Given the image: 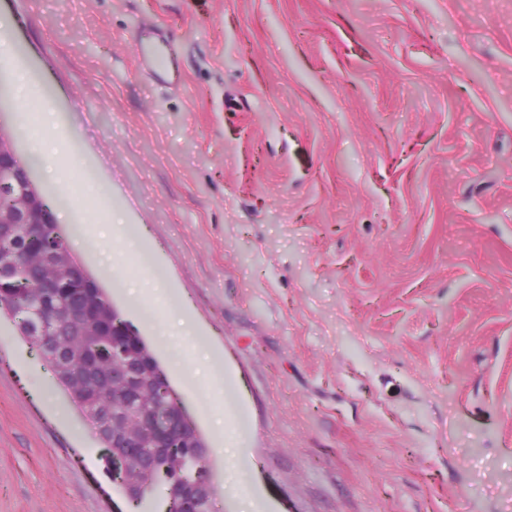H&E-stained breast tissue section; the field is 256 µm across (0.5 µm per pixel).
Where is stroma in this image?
Listing matches in <instances>:
<instances>
[{
  "instance_id": "obj_1",
  "label": "stroma",
  "mask_w": 512,
  "mask_h": 512,
  "mask_svg": "<svg viewBox=\"0 0 512 512\" xmlns=\"http://www.w3.org/2000/svg\"><path fill=\"white\" fill-rule=\"evenodd\" d=\"M0 123L206 439L215 512H512V0H0ZM37 126L71 145L66 185ZM110 222L143 247L109 239L101 267L82 229ZM148 274L222 397L128 296ZM126 508L0 316V512Z\"/></svg>"
}]
</instances>
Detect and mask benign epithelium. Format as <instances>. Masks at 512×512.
<instances>
[{"mask_svg": "<svg viewBox=\"0 0 512 512\" xmlns=\"http://www.w3.org/2000/svg\"><path fill=\"white\" fill-rule=\"evenodd\" d=\"M0 224L24 226V250L36 253L51 264L55 261L52 244L58 240V224L52 209L45 198L36 189L31 169L19 157L14 143L0 129ZM70 275L83 278L85 286L71 303L69 313L95 317L96 287L86 274L82 264L71 258ZM53 326L43 322L36 311L30 315L29 333L48 338ZM84 336L112 339V348L98 346L92 350L94 357L112 354L121 359V368L112 374V380L118 382L126 412L101 407L87 409L86 416L91 419L92 428L105 434L112 444L105 448L112 467L113 482L125 489L128 503L134 504L143 490V485L130 477L128 456L122 451L128 442L134 438L132 427L136 423L146 424L150 428L151 440L140 446L142 452L153 458L181 456L187 454L195 457L199 448L195 444L196 434L178 425L179 415L183 411L167 414L158 418L154 414L139 408L142 392L148 383V359L137 354L132 336L134 330L122 318H112V327L103 331L102 325L89 324L82 332ZM162 475L169 478L168 501L166 512H203L208 507L205 502L207 495L203 489L208 486L209 479L205 472L197 470L192 473H182L176 478L169 476L167 468H161Z\"/></svg>", "mask_w": 512, "mask_h": 512, "instance_id": "benign-epithelium-1", "label": "benign epithelium"}]
</instances>
